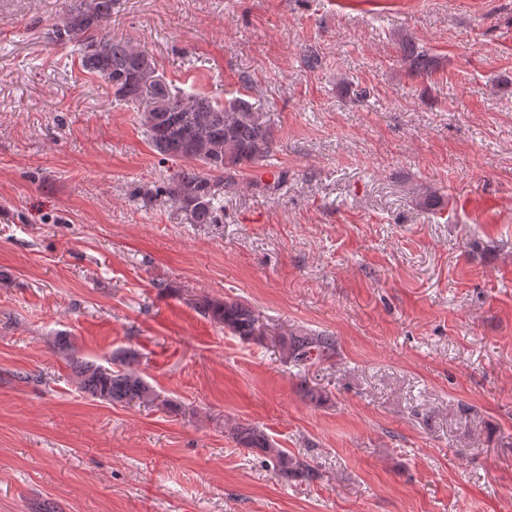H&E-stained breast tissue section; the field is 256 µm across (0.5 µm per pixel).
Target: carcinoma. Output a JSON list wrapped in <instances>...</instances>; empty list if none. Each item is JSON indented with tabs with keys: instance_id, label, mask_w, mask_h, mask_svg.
I'll return each instance as SVG.
<instances>
[{
	"instance_id": "carcinoma-1",
	"label": "carcinoma",
	"mask_w": 512,
	"mask_h": 512,
	"mask_svg": "<svg viewBox=\"0 0 512 512\" xmlns=\"http://www.w3.org/2000/svg\"><path fill=\"white\" fill-rule=\"evenodd\" d=\"M112 4L113 0H74L64 21L56 25V37L78 44L83 69L108 84L116 104L136 113L159 155L185 162L156 188H143L142 194H166L191 224H217L224 213V181L265 162L273 152L266 116L245 100L221 105L168 83L148 54L103 31L111 18ZM200 310L242 341H261L266 336L259 316L246 303L206 300ZM275 341L284 363L300 374L333 360L338 351L336 337L300 327L278 332ZM75 377L80 391L111 404H147L157 399L153 387L129 361L117 370L77 361ZM234 441L268 457L286 479L316 477L313 466L275 447L258 427L240 428Z\"/></svg>"
}]
</instances>
